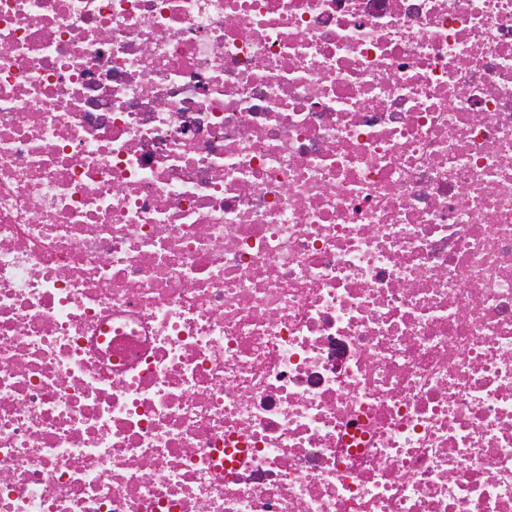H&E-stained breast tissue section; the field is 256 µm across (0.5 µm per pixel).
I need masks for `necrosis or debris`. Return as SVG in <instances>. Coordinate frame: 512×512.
I'll return each mask as SVG.
<instances>
[{"mask_svg": "<svg viewBox=\"0 0 512 512\" xmlns=\"http://www.w3.org/2000/svg\"><path fill=\"white\" fill-rule=\"evenodd\" d=\"M0 512H512V0H0Z\"/></svg>", "mask_w": 512, "mask_h": 512, "instance_id": "necrosis-or-debris-1", "label": "necrosis or debris"}]
</instances>
